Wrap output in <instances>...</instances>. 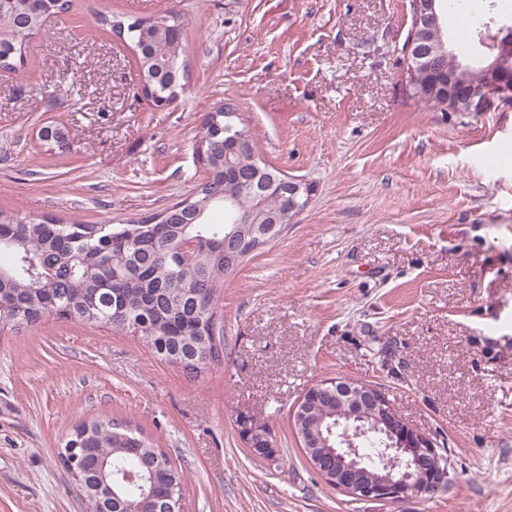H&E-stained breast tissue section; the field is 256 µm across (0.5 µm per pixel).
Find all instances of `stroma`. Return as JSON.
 <instances>
[{
  "mask_svg": "<svg viewBox=\"0 0 512 512\" xmlns=\"http://www.w3.org/2000/svg\"><path fill=\"white\" fill-rule=\"evenodd\" d=\"M479 23L512 0H463ZM0 71V213L125 224L187 197L203 118L238 109L260 157L314 187L278 240L224 283V361L191 376L124 331L0 321V512H89L58 450L107 417L185 475L183 512H512V104L440 112L408 97L409 0H72ZM181 15L188 78L167 108L98 25ZM78 95L53 106L66 87ZM68 143L45 150L47 122ZM375 385L444 445L446 491L354 501L307 462L293 411L320 380ZM265 423L277 461L240 438Z\"/></svg>",
  "mask_w": 512,
  "mask_h": 512,
  "instance_id": "1",
  "label": "stroma"
}]
</instances>
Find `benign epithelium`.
Instances as JSON below:
<instances>
[{
	"label": "benign epithelium",
	"mask_w": 512,
	"mask_h": 512,
	"mask_svg": "<svg viewBox=\"0 0 512 512\" xmlns=\"http://www.w3.org/2000/svg\"><path fill=\"white\" fill-rule=\"evenodd\" d=\"M411 27L404 52L405 85L419 96L438 94L439 86L431 80H418V73L433 62V55L414 49L419 44H431L444 49V20L436 0H410ZM492 54L485 59L486 79L473 85L460 76L461 63L448 69V107L459 106L468 112L475 100L491 97L512 99V31L507 29L490 45ZM224 182L239 186L251 196L262 200L266 196L288 192L294 197H310L311 184L295 178L278 181H257L233 167L224 171ZM224 211V256L235 266L241 262L237 225L243 223L235 197L216 196ZM291 218H275L271 224H254L251 235L264 246L280 236L284 224ZM294 417L300 429L301 446L310 466L327 483L353 500L394 503L405 497L430 498L444 485L447 478V458L438 451L437 443L417 431L401 416L395 405L380 388L349 379L324 380L309 388L298 402ZM248 435L260 434L261 444L255 452L266 458L276 456L277 449L269 434L259 432V424L243 416ZM332 453L340 466L330 470L322 458Z\"/></svg>",
	"instance_id": "benign-epithelium-1"
}]
</instances>
